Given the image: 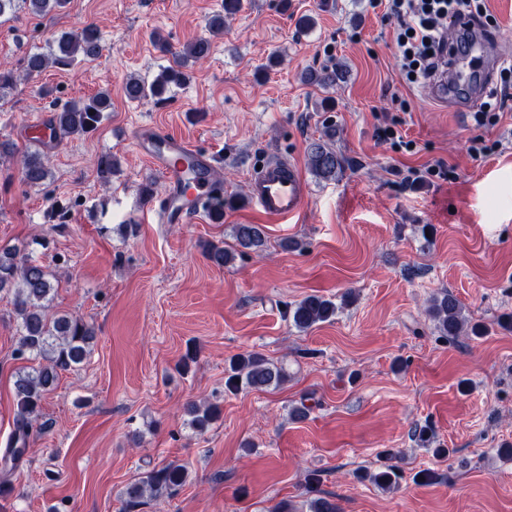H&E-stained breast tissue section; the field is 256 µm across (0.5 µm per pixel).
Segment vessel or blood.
Returning <instances> with one entry per match:
<instances>
[{
  "instance_id": "obj_1",
  "label": "vessel or blood",
  "mask_w": 512,
  "mask_h": 512,
  "mask_svg": "<svg viewBox=\"0 0 512 512\" xmlns=\"http://www.w3.org/2000/svg\"><path fill=\"white\" fill-rule=\"evenodd\" d=\"M486 42L472 39L465 54H453L448 66L453 82L439 79L433 87L438 99L448 97L449 87L458 96L471 93L485 66ZM136 150L159 174L163 188L153 208L157 223L186 224L204 214L223 197L224 189L215 175L209 152L196 148L184 138L160 131L153 125L138 126L133 132ZM307 196L306 183L298 167L284 158L263 163L248 182L247 198L261 213L284 223L299 215Z\"/></svg>"
}]
</instances>
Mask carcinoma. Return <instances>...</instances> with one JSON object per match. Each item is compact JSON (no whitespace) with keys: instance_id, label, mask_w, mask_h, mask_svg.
I'll use <instances>...</instances> for the list:
<instances>
[{"instance_id":"cac0c4a2","label":"carcinoma","mask_w":512,"mask_h":512,"mask_svg":"<svg viewBox=\"0 0 512 512\" xmlns=\"http://www.w3.org/2000/svg\"><path fill=\"white\" fill-rule=\"evenodd\" d=\"M68 0H0V18L12 16L24 8L36 17L55 14L65 7ZM242 8V0H224V13L214 16L210 29L224 28V18L232 16ZM101 35L93 23L85 24L76 33H63L55 45L46 53H31L23 59L24 75L39 74L53 66L66 69L81 62L96 59L102 50ZM211 43L199 38L186 46L171 51L172 65L163 69L152 82L131 76L126 79L124 92L128 99L141 101L152 99L163 101V96L172 85L182 83L186 68L210 54ZM112 107L108 91L73 103L53 112L49 126L62 138L85 136L93 133L101 123L104 113ZM23 182L30 187L46 184L51 170L44 153L39 150L26 151L20 159ZM307 165L311 174L319 181H334L344 171V160L331 145L321 139L309 144ZM117 166L115 158L103 154L97 158L98 177L108 182ZM236 246L248 250H260L266 244L264 228L259 224H237L234 227ZM207 259L217 267H224L235 257V251L217 245L206 249ZM57 291L54 277L43 264L30 258L15 246H0V294L12 305L19 319L15 356L32 361L16 374L14 382L17 396V413L10 444L0 461V495L10 486V476L27 451L34 424L41 414L42 401L57 385L60 375L82 364L90 354L95 329L84 319L69 313L51 312ZM336 303L322 295L310 294L286 308L285 314L293 326L306 331L314 325L336 316ZM428 314L435 328L443 336L454 337L464 332L463 307L446 292L430 299ZM285 369L266 359L259 352L240 354L231 359L225 388L237 392L243 388L266 390L286 381ZM190 424L198 432L206 430L217 420L221 410L216 404L203 408L191 405L187 408ZM188 475L184 465H169L149 471L138 481L129 484L125 491L128 505L134 507L148 494L162 496L173 494L186 482ZM370 481L381 489L398 484L399 469L390 463L368 475Z\"/></svg>"}]
</instances>
